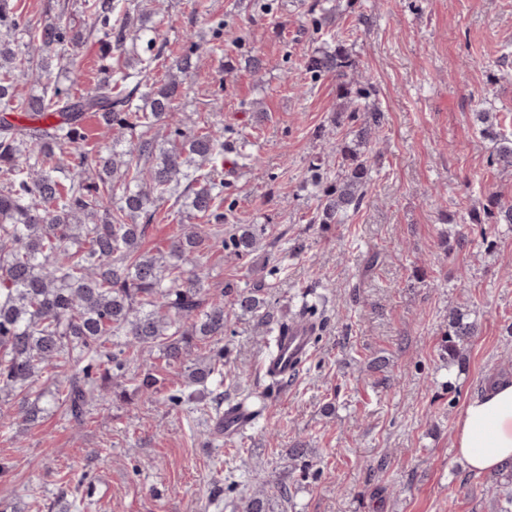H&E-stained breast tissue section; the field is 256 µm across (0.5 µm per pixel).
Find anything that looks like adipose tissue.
Segmentation results:
<instances>
[{
	"label": "adipose tissue",
	"mask_w": 512,
	"mask_h": 512,
	"mask_svg": "<svg viewBox=\"0 0 512 512\" xmlns=\"http://www.w3.org/2000/svg\"><path fill=\"white\" fill-rule=\"evenodd\" d=\"M454 446L475 476L512 464V379L466 400L455 423Z\"/></svg>",
	"instance_id": "obj_1"
}]
</instances>
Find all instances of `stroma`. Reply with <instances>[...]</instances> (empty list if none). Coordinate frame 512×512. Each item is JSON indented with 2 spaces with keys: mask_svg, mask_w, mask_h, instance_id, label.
<instances>
[{
  "mask_svg": "<svg viewBox=\"0 0 512 512\" xmlns=\"http://www.w3.org/2000/svg\"><path fill=\"white\" fill-rule=\"evenodd\" d=\"M161 2L170 52L224 23L221 47L188 79L183 119L248 137L260 158L225 172L229 221L211 228L257 225L260 248L205 254L208 286L262 275L279 318L313 288L329 297L327 321L311 359L271 391L257 370L263 326L227 308L224 401L252 393L266 405L239 434L216 430L208 395L166 408L108 393L77 429L61 410L27 426L1 415L0 503L36 512L63 486L77 512H237L262 484L274 512H500L499 474H467L453 437L465 401L512 377V232L486 239L471 221L489 194L512 203V172L489 167L478 120L494 108L512 133V0H336L326 15L315 0H207L206 20L195 0ZM13 3L35 22L87 21L83 0ZM319 48L357 60L385 116L361 207L328 226L310 223L305 180L350 128L332 124L346 104L335 75L304 68ZM461 231L463 250L452 244ZM455 307L476 332L452 363ZM297 447L306 460L289 457Z\"/></svg>",
  "mask_w": 512,
  "mask_h": 512,
  "instance_id": "1",
  "label": "stroma"
}]
</instances>
